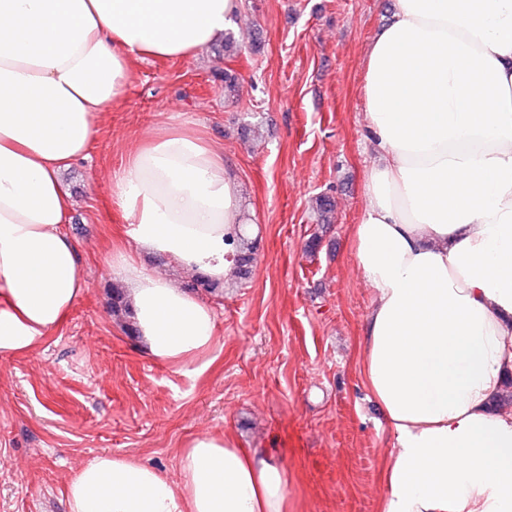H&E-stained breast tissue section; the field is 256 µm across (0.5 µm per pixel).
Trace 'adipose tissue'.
I'll return each mask as SVG.
<instances>
[{
	"instance_id": "1",
	"label": "adipose tissue",
	"mask_w": 512,
	"mask_h": 512,
	"mask_svg": "<svg viewBox=\"0 0 512 512\" xmlns=\"http://www.w3.org/2000/svg\"><path fill=\"white\" fill-rule=\"evenodd\" d=\"M241 0H0V356L59 329L86 282L64 174L120 102L135 57L218 43ZM373 159L354 257L372 290L366 388L394 439L381 512H512V0H391L364 62ZM144 351L208 367L209 302L146 263L232 279L247 228L224 154L162 127L112 180ZM178 477L104 453L66 485L68 512H286L285 464L232 435L191 437Z\"/></svg>"
}]
</instances>
